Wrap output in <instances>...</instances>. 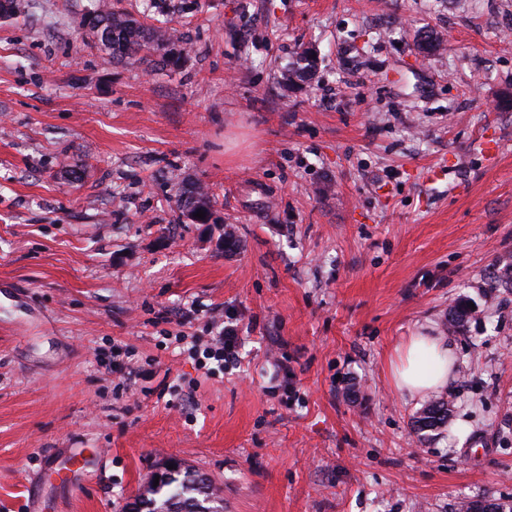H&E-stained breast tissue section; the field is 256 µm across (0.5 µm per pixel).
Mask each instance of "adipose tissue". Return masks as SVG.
<instances>
[{
  "instance_id": "adipose-tissue-1",
  "label": "adipose tissue",
  "mask_w": 512,
  "mask_h": 512,
  "mask_svg": "<svg viewBox=\"0 0 512 512\" xmlns=\"http://www.w3.org/2000/svg\"><path fill=\"white\" fill-rule=\"evenodd\" d=\"M458 364L455 344L444 336H409L389 362L394 388L417 401L446 390Z\"/></svg>"
}]
</instances>
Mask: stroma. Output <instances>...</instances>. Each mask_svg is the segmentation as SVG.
I'll return each instance as SVG.
<instances>
[{
  "label": "stroma",
  "mask_w": 512,
  "mask_h": 512,
  "mask_svg": "<svg viewBox=\"0 0 512 512\" xmlns=\"http://www.w3.org/2000/svg\"><path fill=\"white\" fill-rule=\"evenodd\" d=\"M111 2L173 62L112 60L88 0L0 21V512H126L171 456L224 512L512 505V0ZM214 308L243 346L207 376ZM420 329L459 351L423 442L389 375Z\"/></svg>",
  "instance_id": "obj_1"
}]
</instances>
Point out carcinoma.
<instances>
[{"instance_id": "1", "label": "carcinoma", "mask_w": 512, "mask_h": 512, "mask_svg": "<svg viewBox=\"0 0 512 512\" xmlns=\"http://www.w3.org/2000/svg\"><path fill=\"white\" fill-rule=\"evenodd\" d=\"M84 25H101L112 31V44L106 45L112 57L131 64L152 63L153 54L173 43L174 28L147 26L124 12L108 7L102 0H93L83 16ZM208 209L210 201L203 189H195L179 201V208L187 205ZM471 314L466 301L457 302L449 311L448 324L458 332ZM448 402L436 398L427 403L414 417L413 433L420 439L438 432L448 423ZM144 512H224L223 500L214 495L209 482L188 468L171 472L159 485L149 484L146 493L138 496Z\"/></svg>"}]
</instances>
